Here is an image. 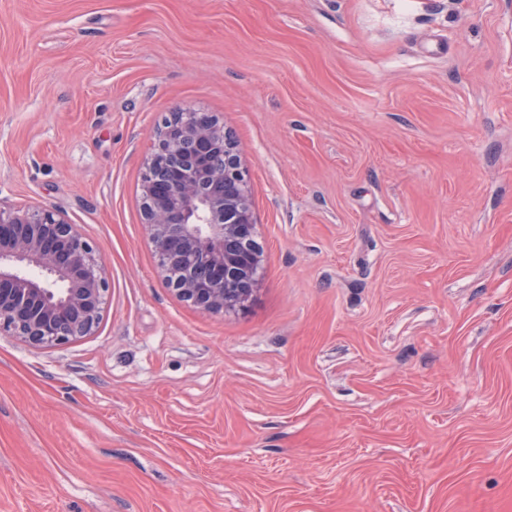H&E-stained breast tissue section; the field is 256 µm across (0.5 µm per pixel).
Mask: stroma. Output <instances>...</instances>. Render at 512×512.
<instances>
[{"mask_svg": "<svg viewBox=\"0 0 512 512\" xmlns=\"http://www.w3.org/2000/svg\"><path fill=\"white\" fill-rule=\"evenodd\" d=\"M186 108L249 174L242 312L142 223ZM0 206L109 283L92 335H0V512H512V0H0Z\"/></svg>", "mask_w": 512, "mask_h": 512, "instance_id": "stroma-1", "label": "stroma"}]
</instances>
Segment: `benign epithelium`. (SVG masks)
<instances>
[{
    "mask_svg": "<svg viewBox=\"0 0 512 512\" xmlns=\"http://www.w3.org/2000/svg\"><path fill=\"white\" fill-rule=\"evenodd\" d=\"M143 224L167 286L216 314L244 308L264 251L235 141L210 112L164 122L141 176ZM94 247L53 209L0 207V334L33 347L90 335L107 303Z\"/></svg>",
    "mask_w": 512,
    "mask_h": 512,
    "instance_id": "benign-epithelium-1",
    "label": "benign epithelium"
}]
</instances>
